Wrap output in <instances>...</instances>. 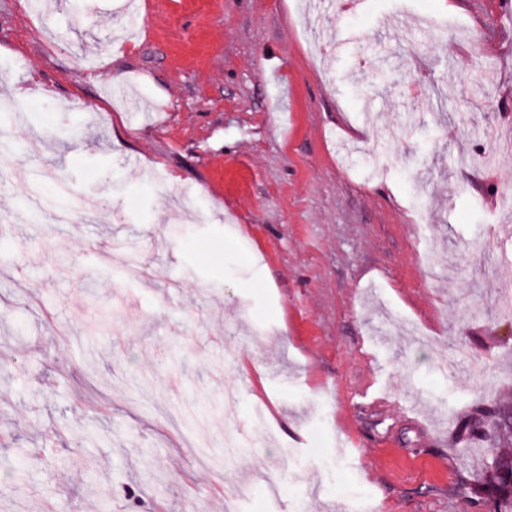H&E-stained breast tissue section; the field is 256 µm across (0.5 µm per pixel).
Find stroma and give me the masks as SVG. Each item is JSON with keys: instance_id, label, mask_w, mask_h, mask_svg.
Here are the masks:
<instances>
[{"instance_id": "obj_1", "label": "stroma", "mask_w": 512, "mask_h": 512, "mask_svg": "<svg viewBox=\"0 0 512 512\" xmlns=\"http://www.w3.org/2000/svg\"><path fill=\"white\" fill-rule=\"evenodd\" d=\"M46 2L0 0V512H478L512 0ZM61 181L99 213L20 210Z\"/></svg>"}]
</instances>
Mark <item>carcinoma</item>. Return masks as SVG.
<instances>
[{
  "label": "carcinoma",
  "mask_w": 512,
  "mask_h": 512,
  "mask_svg": "<svg viewBox=\"0 0 512 512\" xmlns=\"http://www.w3.org/2000/svg\"><path fill=\"white\" fill-rule=\"evenodd\" d=\"M512 430V406L501 401H482L458 421L455 435L474 443L481 457L478 505L484 512H512V451L497 450L501 438Z\"/></svg>",
  "instance_id": "carcinoma-1"
}]
</instances>
